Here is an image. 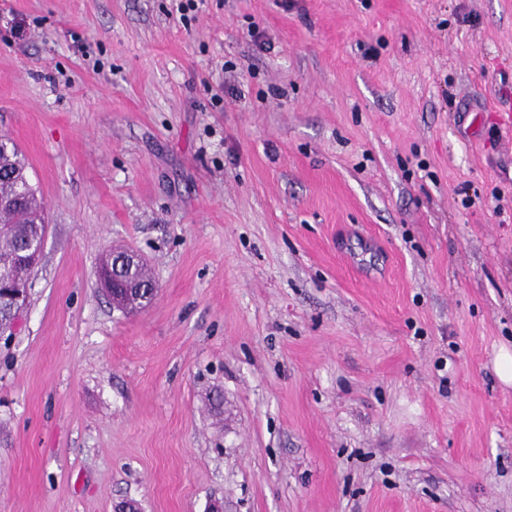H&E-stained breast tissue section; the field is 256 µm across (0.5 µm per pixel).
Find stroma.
<instances>
[{
    "instance_id": "stroma-1",
    "label": "stroma",
    "mask_w": 512,
    "mask_h": 512,
    "mask_svg": "<svg viewBox=\"0 0 512 512\" xmlns=\"http://www.w3.org/2000/svg\"><path fill=\"white\" fill-rule=\"evenodd\" d=\"M173 4L0 0V512H512V0ZM7 138L0 136L1 138ZM8 147L0 149V195L3 199L22 198L19 205L5 208L0 215V270L12 268L14 255L26 244L29 234L36 232L37 224H44L42 206L36 191L27 178L28 164L17 145L7 138ZM46 232L38 230L37 234L21 250L20 265L30 274L43 252ZM142 259L134 252L125 250L112 253V256L98 270V282L106 291L108 296L112 299V303L122 309V295L125 289L118 286L123 282L121 278L122 270L134 268L141 265ZM146 266L135 267L131 273L126 274L127 280L134 281L137 286L142 289H149L148 287L154 284L150 275H148ZM29 281L25 286L19 285L11 274L0 275V307L11 309V318L8 323L0 322V332H11L17 324L19 313L24 310L28 303Z\"/></svg>"
}]
</instances>
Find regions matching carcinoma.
I'll list each match as a JSON object with an SVG mask.
<instances>
[{"mask_svg":"<svg viewBox=\"0 0 512 512\" xmlns=\"http://www.w3.org/2000/svg\"><path fill=\"white\" fill-rule=\"evenodd\" d=\"M7 143V148L0 149V197H19L21 202L0 212V270L13 266L14 255L25 246L26 238L44 223L42 206L27 178L26 158L12 140Z\"/></svg>","mask_w":512,"mask_h":512,"instance_id":"carcinoma-1","label":"carcinoma"}]
</instances>
